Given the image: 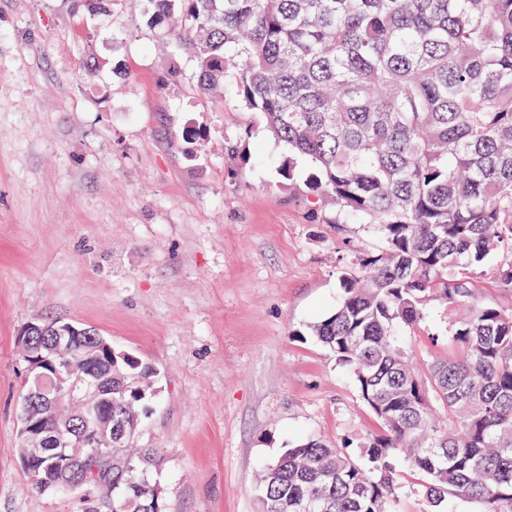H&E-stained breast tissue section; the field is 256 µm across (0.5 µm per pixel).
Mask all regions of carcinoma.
<instances>
[{
  "label": "carcinoma",
  "mask_w": 512,
  "mask_h": 512,
  "mask_svg": "<svg viewBox=\"0 0 512 512\" xmlns=\"http://www.w3.org/2000/svg\"><path fill=\"white\" fill-rule=\"evenodd\" d=\"M193 63L195 89L224 103L234 84L295 160L334 224L380 240L340 268L343 296L313 336L350 370L379 430L360 462L311 439L261 470L260 512H392L399 456L432 507L452 494L512 512V308L477 300L476 270L512 247V0H146ZM200 130L182 131L186 157ZM441 304L460 354L422 376L399 336ZM112 418L115 456L84 473L112 496L76 512H165L148 477L154 452L129 436L155 387L149 364L116 350L84 373ZM49 403L51 381L19 397ZM67 448L27 469L34 488L79 476Z\"/></svg>",
  "instance_id": "obj_1"
}]
</instances>
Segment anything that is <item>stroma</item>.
<instances>
[{
	"instance_id": "stroma-1",
	"label": "stroma",
	"mask_w": 512,
	"mask_h": 512,
	"mask_svg": "<svg viewBox=\"0 0 512 512\" xmlns=\"http://www.w3.org/2000/svg\"><path fill=\"white\" fill-rule=\"evenodd\" d=\"M143 7L0 0V512L75 510L17 457L16 338L31 321L91 326L156 368L136 441L157 452L167 512H258L256 478L284 449L315 438L358 457L376 426L310 330L342 296L340 268L375 247L371 226L315 221L310 164L285 184L283 146L233 86L220 105L198 96L191 61ZM173 67L180 80L162 86ZM187 125L205 134L192 160ZM401 344L423 366L458 353L440 308ZM391 466L394 512H473L455 496L431 509L422 475Z\"/></svg>"
}]
</instances>
